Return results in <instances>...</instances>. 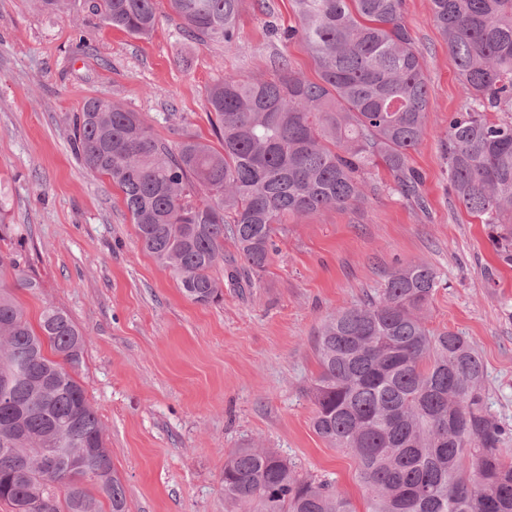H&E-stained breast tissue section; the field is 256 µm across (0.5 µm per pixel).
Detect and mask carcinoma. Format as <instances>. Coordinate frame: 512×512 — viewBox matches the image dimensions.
I'll list each match as a JSON object with an SVG mask.
<instances>
[{
	"instance_id": "obj_1",
	"label": "carcinoma",
	"mask_w": 512,
	"mask_h": 512,
	"mask_svg": "<svg viewBox=\"0 0 512 512\" xmlns=\"http://www.w3.org/2000/svg\"><path fill=\"white\" fill-rule=\"evenodd\" d=\"M168 2L186 37L238 38L242 0ZM292 2L298 25L284 38L303 41L319 81L282 56L270 79H219L207 96L218 145L187 135L171 148L139 113L99 98L76 115V154L119 187L144 250L197 304L217 301L226 280L253 285L288 217L360 203L379 165L402 195L418 193L408 159L426 133L429 94L404 0ZM431 2L462 85L443 134L448 181L512 264V0ZM77 6L134 36L159 21L157 0H36L47 13ZM226 242L236 249L229 259ZM438 286L430 263L411 262L325 320L313 429L353 457L366 512H512V458L484 404V365L465 337L427 326ZM15 288L35 293L40 283L18 256L0 253V501L12 512H127L97 411L62 370L80 364L86 336L54 306L33 327ZM47 448L91 449L88 468L106 466L111 482L64 485L41 467ZM224 498L240 512H355L337 485L299 474L269 448L228 454Z\"/></svg>"
}]
</instances>
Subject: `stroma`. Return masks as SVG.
<instances>
[{
    "mask_svg": "<svg viewBox=\"0 0 512 512\" xmlns=\"http://www.w3.org/2000/svg\"><path fill=\"white\" fill-rule=\"evenodd\" d=\"M261 12L244 0L233 44L184 37L166 0L150 36L88 11L52 15L31 0H0V218L40 288L15 291L30 321L64 310L87 338L75 376L104 428L128 512H237L224 498V459L272 449L300 474L334 481L365 512L356 464L313 430L316 334L337 309L360 303L393 269L430 262L440 281L428 326L466 336L485 368L484 401L512 447V266L487 225L449 189L441 135L462 88L431 0H405L429 85L427 132L411 152L419 198L393 189L386 167L358 206L289 220L256 285H225L199 305L142 247L120 190L76 156L73 119L101 98L139 113L169 145L213 140L207 93L224 74L268 78L284 56L305 79L317 66L291 0Z\"/></svg>",
    "mask_w": 512,
    "mask_h": 512,
    "instance_id": "stroma-1",
    "label": "stroma"
}]
</instances>
